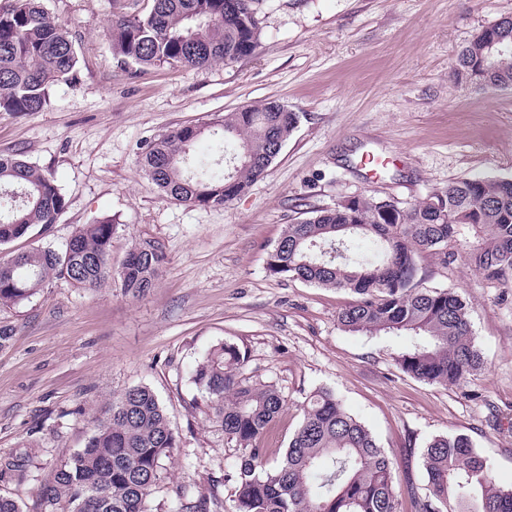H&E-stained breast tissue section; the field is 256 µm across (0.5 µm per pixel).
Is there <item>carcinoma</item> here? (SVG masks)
I'll return each instance as SVG.
<instances>
[{
    "mask_svg": "<svg viewBox=\"0 0 512 512\" xmlns=\"http://www.w3.org/2000/svg\"><path fill=\"white\" fill-rule=\"evenodd\" d=\"M254 0H152L143 15H124L108 37L125 66L203 67L233 63L260 46ZM501 39L503 54L484 67V41ZM78 58L66 27L42 0H11L0 8V112H37L60 84L76 79ZM453 76L482 88H512V18L478 30L456 55ZM300 113L261 101L216 118L234 153L216 171L187 156L200 137L182 126L147 145L140 170L172 199L222 207L267 174ZM67 200L50 173L17 152L0 153V246L56 222ZM467 224L474 241L457 243ZM112 220L84 224L58 250L37 247L0 258V305L37 294L51 279L100 288L116 279L140 296L154 286L164 254L141 239L112 267ZM446 268L460 260L486 278L512 281V178L448 184L413 203L374 193L334 208L314 209L284 230L267 259L269 273L344 290L354 301L338 316L342 327L370 335L403 336L394 362L431 384L461 385L483 367L466 303L450 289L422 287V262ZM248 356L231 343L212 349L192 381L209 402L211 420L243 451L236 472L234 512H401L390 456L335 394L313 392L282 462L266 466L262 436L285 409L273 385L244 376ZM178 447L168 416L146 386L127 389L91 421L85 446L74 452L40 492L44 512H149L147 502L164 463ZM427 494L414 512H512V489L496 484L491 467L464 435L433 438L423 453Z\"/></svg>",
    "mask_w": 512,
    "mask_h": 512,
    "instance_id": "obj_1",
    "label": "carcinoma"
}]
</instances>
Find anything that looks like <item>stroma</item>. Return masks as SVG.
I'll return each mask as SVG.
<instances>
[{"label": "stroma", "mask_w": 512, "mask_h": 512, "mask_svg": "<svg viewBox=\"0 0 512 512\" xmlns=\"http://www.w3.org/2000/svg\"><path fill=\"white\" fill-rule=\"evenodd\" d=\"M75 40L78 78L37 112H0V152L17 151L53 174L68 200L57 223L35 226L13 251L63 247L77 227L114 220L112 262L142 238L166 260L145 295L52 280L17 305H0V494L44 512L41 486L83 448L92 417L127 388L158 395L177 436L175 461L150 512H185L200 496L233 512L242 451L209 418L191 376L214 346L246 351V375L274 384L285 411L262 443L282 457L317 389L332 391L392 457L403 503L425 495L422 452L464 434L497 482L512 487V284L462 262L433 269L430 288L467 304L484 361L463 385L428 384L394 364L405 338L345 330L352 294L267 270L285 225L305 210L377 192L403 203L448 183L512 178V89L485 91L450 77L484 26L512 17V0H259L261 45L235 63L201 68L120 65L106 36L112 0H43ZM269 100L301 121L264 179L221 207L166 197L140 171L146 145L185 125ZM386 158L378 178L364 153Z\"/></svg>", "instance_id": "35a3bbf8"}]
</instances>
